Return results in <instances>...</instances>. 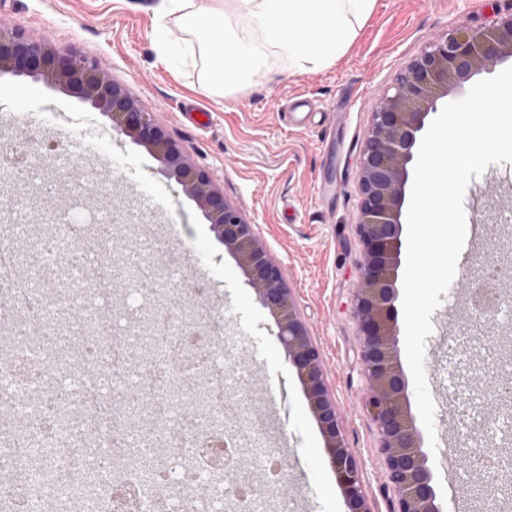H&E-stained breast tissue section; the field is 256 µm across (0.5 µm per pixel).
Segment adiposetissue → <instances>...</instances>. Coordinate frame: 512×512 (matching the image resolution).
<instances>
[{"mask_svg": "<svg viewBox=\"0 0 512 512\" xmlns=\"http://www.w3.org/2000/svg\"><path fill=\"white\" fill-rule=\"evenodd\" d=\"M376 0H163L181 20L201 93L224 100L247 89L271 60L306 71L348 49Z\"/></svg>", "mask_w": 512, "mask_h": 512, "instance_id": "ef3b65f1", "label": "adipose tissue"}]
</instances>
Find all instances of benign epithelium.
<instances>
[{
	"label": "benign epithelium",
	"mask_w": 512,
	"mask_h": 512,
	"mask_svg": "<svg viewBox=\"0 0 512 512\" xmlns=\"http://www.w3.org/2000/svg\"><path fill=\"white\" fill-rule=\"evenodd\" d=\"M512 58V10L482 30L461 27L438 36L377 100L358 173L361 204L356 230L361 244L352 316L365 379V407L375 423L390 512H439L422 437L407 410L408 382L397 355V269L402 215L413 158L426 117L448 90ZM0 73L41 78L71 89L112 116L135 143L145 146L175 178L243 269L249 286L275 318L288 365L304 386L310 410L325 438L349 512H373L357 453L342 428L327 382L321 350L302 320L281 265L272 259L254 225L224 198L210 174L122 84L108 66L76 52L60 53L19 31H0ZM469 291L495 290L497 278L465 277Z\"/></svg>",
	"instance_id": "1"
}]
</instances>
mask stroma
Here are the masks:
<instances>
[{
	"mask_svg": "<svg viewBox=\"0 0 512 512\" xmlns=\"http://www.w3.org/2000/svg\"><path fill=\"white\" fill-rule=\"evenodd\" d=\"M161 0H0V27L45 40L60 51L105 59L113 77L141 106L154 112L171 135L206 169L226 199L254 222L269 252L281 264L300 314L322 350L327 379L341 412L344 431L362 464V479L373 512H389L377 432L367 414L353 289L361 245L356 232L360 205L358 170L371 112L378 94L427 46L431 37L466 26L489 27L512 0H376L345 54L326 68L305 73L277 63L235 101L200 93L198 70L172 67L158 51L156 32L169 43L181 37L175 22L159 28ZM294 97L307 100L316 116L305 127L286 126L280 117ZM39 112L55 104L75 113L79 127L108 133L137 162L136 179L152 190L150 200L125 190L126 174L100 157L72 153L87 166L93 198L111 207L123 224H166L177 220L184 249L202 270L193 287L205 289L233 337L237 370L265 365L264 377L239 385L224 415L230 429L261 411L264 399L277 405L264 431L244 439L274 448L282 463L276 498L253 503L252 512H294L305 500L308 512H348L325 439L310 412L303 387L288 366L269 311L246 283L195 203L147 148L132 142L110 117L76 94L43 79L0 74V100ZM512 206V163L489 166L469 183L464 196L466 239L457 274L487 255L512 262V237L500 234V210ZM467 301L437 308L426 339L431 361L425 376L435 406L437 446L453 448L470 416L500 422L501 413L483 400L494 368L512 363V323L499 335L471 321ZM433 463L441 512H473L470 488L452 482Z\"/></svg>",
	"mask_w": 512,
	"mask_h": 512,
	"instance_id": "1",
	"label": "stroma"
}]
</instances>
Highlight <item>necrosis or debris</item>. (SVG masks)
Here are the masks:
<instances>
[{
  "mask_svg": "<svg viewBox=\"0 0 512 512\" xmlns=\"http://www.w3.org/2000/svg\"><path fill=\"white\" fill-rule=\"evenodd\" d=\"M65 221L31 240L29 273L0 262V512H223L243 449L222 313L186 318L176 268L141 286L142 228L138 253L85 278L112 217L76 197Z\"/></svg>",
  "mask_w": 512,
  "mask_h": 512,
  "instance_id": "1",
  "label": "necrosis or debris"
}]
</instances>
